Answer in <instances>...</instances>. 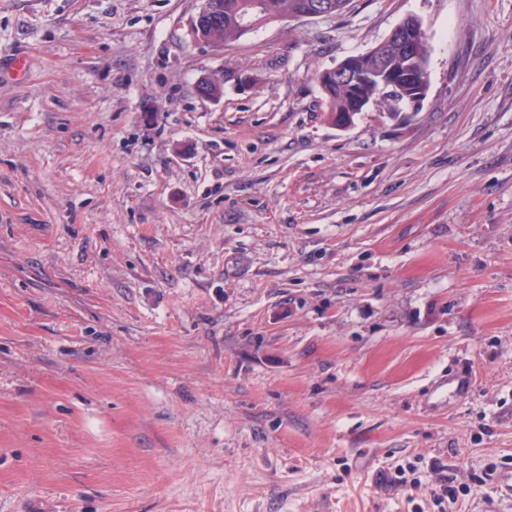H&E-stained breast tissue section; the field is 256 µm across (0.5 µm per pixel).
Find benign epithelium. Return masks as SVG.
Here are the masks:
<instances>
[{"label":"benign epithelium","instance_id":"1","mask_svg":"<svg viewBox=\"0 0 512 512\" xmlns=\"http://www.w3.org/2000/svg\"><path fill=\"white\" fill-rule=\"evenodd\" d=\"M252 6L257 12L250 13L242 4L235 8L236 19L244 30H251L257 22L255 14L259 13L264 19L278 18L271 12V6L263 0H254ZM339 9L337 0H306L301 9L292 14L296 19L331 17ZM224 18V8L219 0H201V7L191 22L190 33L194 41L214 47L223 43L216 42L210 37V32L220 19ZM421 25L417 23H400L388 36L389 43L380 47L377 53L376 68L368 69L362 65L361 59L355 55L347 56L333 67L321 71L318 80L325 96L334 97V92L343 88L347 92V113L336 120V125L342 128L350 126V114L361 112L370 103L367 92L373 86L382 89V96L389 97L394 91L403 88L410 89L412 103L420 102L426 95L427 83L421 82L416 76V56L414 42ZM397 54L403 60L402 67L389 63L392 54Z\"/></svg>","mask_w":512,"mask_h":512}]
</instances>
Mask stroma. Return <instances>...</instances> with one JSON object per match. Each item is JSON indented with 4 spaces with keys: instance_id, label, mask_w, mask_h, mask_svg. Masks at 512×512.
<instances>
[{
    "instance_id": "1",
    "label": "stroma",
    "mask_w": 512,
    "mask_h": 512,
    "mask_svg": "<svg viewBox=\"0 0 512 512\" xmlns=\"http://www.w3.org/2000/svg\"><path fill=\"white\" fill-rule=\"evenodd\" d=\"M200 5L0 0V512H512V0ZM411 16L425 98L336 126ZM222 1L224 2L223 7L219 4V0H201V7L190 26V33L194 41L214 47H224V43L235 41L248 32L242 31V29L251 30L257 25V22L254 21L257 13L264 15L263 20L283 17L271 12V6L266 2L258 0L251 2L252 7L259 9L252 13L246 11L244 5L239 4L235 8V13L241 29L236 24L235 17L232 14L233 8L237 2H247L249 0ZM219 19H223L224 23L222 22L217 26L212 33L213 39L218 41L215 42L210 37V32ZM337 0H306L301 9L293 13L290 18H324L331 17L339 9ZM475 380V372L473 369L468 371H462L458 376L453 378H448V382L440 387L441 390L436 392L434 402L435 404L438 402H442L446 400L445 392H450L452 394L458 395L467 391L470 387H472L473 382Z\"/></svg>"
}]
</instances>
